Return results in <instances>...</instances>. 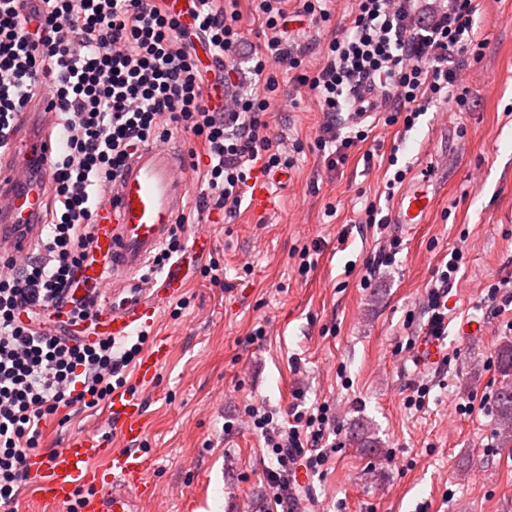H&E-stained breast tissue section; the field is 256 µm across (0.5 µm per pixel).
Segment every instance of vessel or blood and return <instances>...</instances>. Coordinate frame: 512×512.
<instances>
[{
  "label": "vessel or blood",
  "instance_id": "obj_1",
  "mask_svg": "<svg viewBox=\"0 0 512 512\" xmlns=\"http://www.w3.org/2000/svg\"><path fill=\"white\" fill-rule=\"evenodd\" d=\"M16 126V150L0 153V259L5 260L23 257L39 241L48 179L45 172L31 169L29 161L50 155L59 144L46 102L18 113ZM288 179L285 170L260 174L256 207L267 208L271 188ZM188 192V166L178 147L142 145L127 160L110 200L97 210L93 258L74 274L76 293L94 296L99 306L96 335L119 340L152 326L159 296L174 297L185 290L188 271L183 259L172 261L156 276H145L144 271L174 234ZM433 205L426 180L413 182L397 198L394 221L406 228L427 223ZM170 348L169 337L154 336L136 362L135 384L115 389L109 399L121 447L75 434L50 453L28 457L30 492L42 512H62L82 486L97 489L82 512H137L147 471L139 447L145 432L143 388L155 380Z\"/></svg>",
  "mask_w": 512,
  "mask_h": 512
}]
</instances>
